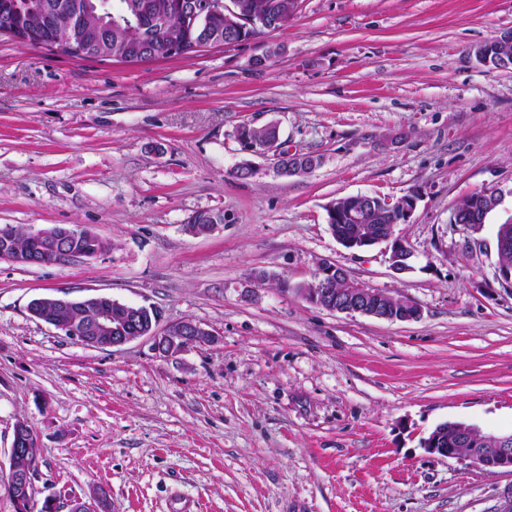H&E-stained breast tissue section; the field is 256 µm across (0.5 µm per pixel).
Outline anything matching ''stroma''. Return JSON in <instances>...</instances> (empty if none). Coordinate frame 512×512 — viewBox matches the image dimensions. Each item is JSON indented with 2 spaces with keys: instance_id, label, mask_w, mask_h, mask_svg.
<instances>
[{
  "instance_id": "35a3bbf8",
  "label": "stroma",
  "mask_w": 512,
  "mask_h": 512,
  "mask_svg": "<svg viewBox=\"0 0 512 512\" xmlns=\"http://www.w3.org/2000/svg\"><path fill=\"white\" fill-rule=\"evenodd\" d=\"M508 29L512 0H298L287 28L138 63L0 35V225H86L108 244L67 267L0 260V466L23 420L38 488L106 489L108 512H502L512 474L420 442L445 421L512 430V290L495 277L512 69L472 53ZM271 122L319 166L248 156L237 127ZM485 188L504 195L485 224H451ZM356 194L415 195L395 228L411 270L386 244L336 240L326 208ZM201 210L224 221L198 236ZM325 260L420 319L308 302L298 288ZM89 295L214 341L101 350L27 310ZM223 212L203 210L195 212L188 220L187 229L195 235H203L209 233L216 224H221ZM198 224H208L204 227Z\"/></svg>"
}]
</instances>
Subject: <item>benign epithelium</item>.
Wrapping results in <instances>:
<instances>
[{"mask_svg":"<svg viewBox=\"0 0 512 512\" xmlns=\"http://www.w3.org/2000/svg\"><path fill=\"white\" fill-rule=\"evenodd\" d=\"M211 11L222 10L227 22L224 44L238 43V33L242 32L233 0H207L199 4L189 0L186 12L197 19L202 15L200 8ZM14 40L28 45H38L40 40L31 28L14 24L7 29ZM247 150L257 154H273L277 167L282 162L299 157V153L283 150L278 141L253 144ZM352 205L346 212L347 218L354 222L352 230L337 240L348 248H363L378 243L390 244L391 267L397 272L411 269L410 260L414 256L411 247L402 238L395 235V225L378 224L373 230H366L361 224L362 215L373 208V196L357 194L351 196ZM387 209L398 212L404 222H409L416 206V197L407 194L396 200H386ZM37 246L21 250L16 245L14 228L9 224L0 226V260L26 266H45L49 260L59 257L68 264L84 260L85 253L77 244L85 238L94 236L88 227L75 224L71 226H53L31 233ZM345 276L342 268L325 261L319 265L311 287L301 288L299 292L311 303L331 312L361 313L389 321H413L421 317L418 305L406 297L386 295L366 285L348 281L349 287L344 291L333 288L336 280ZM72 308H90L93 318L79 321L74 318L56 316L59 311ZM32 317L44 321L61 335L85 346L98 349L121 347L133 340L145 338L151 342V350L158 357L166 358L186 350L193 344L213 342L210 332L198 324L183 320L163 329L157 323L146 324L145 306L127 305L101 295H92L84 299H71L67 296L40 297L33 299L28 306ZM496 442L493 448L485 447L487 440ZM37 443L34 429L25 421L15 424L10 447V467L6 479L0 485L11 494L24 500L34 497L39 478V469L32 466L21 467L17 460L26 455L31 445ZM421 447L428 453L443 458L467 460L490 471H504L512 474V433L502 435H485L473 426L463 422H445L438 425L427 437L421 440ZM107 491L97 492L92 501L80 498L69 501V508L74 512H104L103 499Z\"/></svg>","mask_w":512,"mask_h":512,"instance_id":"7a95c632","label":"benign epithelium"}]
</instances>
